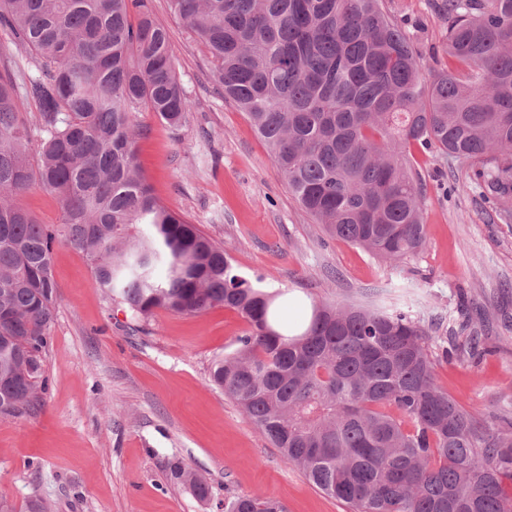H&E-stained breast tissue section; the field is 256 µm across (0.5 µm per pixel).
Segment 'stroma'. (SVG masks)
I'll use <instances>...</instances> for the list:
<instances>
[{
  "label": "stroma",
  "instance_id": "obj_1",
  "mask_svg": "<svg viewBox=\"0 0 512 512\" xmlns=\"http://www.w3.org/2000/svg\"><path fill=\"white\" fill-rule=\"evenodd\" d=\"M443 2L382 0L435 71L452 66ZM147 7L170 33L193 103L177 130L154 113L136 116L138 163L163 204L199 224L242 276L282 293L288 321L334 301L405 307L426 326L456 319L463 305L481 311L493 353L448 361L433 344L435 379L464 410L512 419V215L496 212L467 165L419 151L427 239L419 254L389 263L329 237L276 174L248 117L225 101L204 44L168 0ZM53 272L58 302L41 404L0 418V498L14 512L34 498L48 512H224L237 496L274 497L287 512H347L211 383L213 362L249 330L240 314L158 310L138 325L65 242L54 245ZM174 459L207 478L209 502L170 481Z\"/></svg>",
  "mask_w": 512,
  "mask_h": 512
}]
</instances>
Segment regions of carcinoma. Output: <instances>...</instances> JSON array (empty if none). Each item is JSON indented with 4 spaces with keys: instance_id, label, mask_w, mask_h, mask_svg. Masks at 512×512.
I'll return each mask as SVG.
<instances>
[{
    "instance_id": "carcinoma-1",
    "label": "carcinoma",
    "mask_w": 512,
    "mask_h": 512,
    "mask_svg": "<svg viewBox=\"0 0 512 512\" xmlns=\"http://www.w3.org/2000/svg\"><path fill=\"white\" fill-rule=\"evenodd\" d=\"M170 3L329 236L386 262L423 250L415 149L469 165L496 211L512 214V0H445L454 68L426 79L381 0ZM0 34L35 59L0 70V418L33 411L46 388L52 253L63 239L136 323L157 309L241 314L250 329L213 363L212 383L350 512H512V424L477 418L437 385L418 321L323 302L286 324L279 295L241 276L224 247L155 195L137 162L135 114L176 129L192 103L145 0H0ZM34 187L58 200L61 223L14 203ZM459 331L442 356L480 357L477 331ZM169 478L200 500L211 494L179 459ZM225 512L286 510L272 497H234Z\"/></svg>"
}]
</instances>
